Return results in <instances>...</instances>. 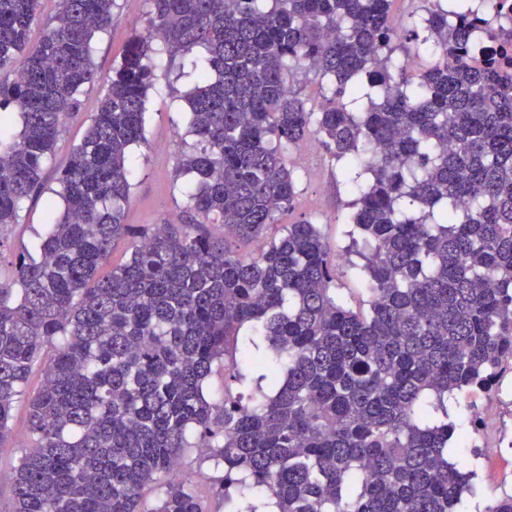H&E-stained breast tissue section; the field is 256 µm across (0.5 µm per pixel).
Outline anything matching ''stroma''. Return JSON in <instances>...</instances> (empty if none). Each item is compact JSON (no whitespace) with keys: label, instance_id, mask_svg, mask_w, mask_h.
<instances>
[{"label":"stroma","instance_id":"stroma-1","mask_svg":"<svg viewBox=\"0 0 512 512\" xmlns=\"http://www.w3.org/2000/svg\"><path fill=\"white\" fill-rule=\"evenodd\" d=\"M152 10L150 0H116L112 10V28L96 38L93 58L98 80L84 88L78 96L80 112L68 121L58 136L51 159L41 174L43 191L25 203L18 223L0 229V271L8 272L15 254L36 251L39 235L46 222L45 200L58 186L61 170L68 164L74 146L80 141L87 116L96 111L112 69L120 62L128 43L145 33ZM423 0H393L390 21L394 32L393 55L403 58L410 48V30L415 20L423 17ZM155 81L148 93L145 114L147 142L129 152L131 197L125 208L126 223H186L187 179H175L174 170L184 150L179 136L188 122L185 96L196 84L195 79L179 76L168 57H152ZM305 157L297 163L298 197L292 210L282 212L278 221L291 224L309 218L319 224L331 249L344 254L350 239L344 219L353 194L341 170L321 144L313 138L300 146ZM12 440L0 451V512H10L11 493L7 477L17 464L23 449L29 446L28 409L17 403L11 421ZM512 432V414L502 413L500 424L487 435H475L471 444L461 448L459 456L465 465H476L473 493L464 495L461 512H485L503 494L512 493V448L496 447L499 434Z\"/></svg>","mask_w":512,"mask_h":512}]
</instances>
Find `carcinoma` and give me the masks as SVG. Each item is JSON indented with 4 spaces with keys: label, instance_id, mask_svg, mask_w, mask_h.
I'll return each mask as SVG.
<instances>
[{
    "label": "carcinoma",
    "instance_id": "carcinoma-1",
    "mask_svg": "<svg viewBox=\"0 0 512 512\" xmlns=\"http://www.w3.org/2000/svg\"><path fill=\"white\" fill-rule=\"evenodd\" d=\"M152 2L46 203L37 254L0 279V451L21 398L36 448L13 469L11 512H142L151 483L154 512H205L204 474L173 476L187 448L224 467V512H258L242 503L255 490L273 512H458L474 473L448 456L466 437L448 395L496 388L512 360V76L463 54L470 0H430L403 59L392 0ZM115 5L58 0L31 45L41 0H0V227L41 189ZM155 42L194 68L196 143L175 169L193 177L191 223L136 229L128 152L147 143ZM299 73L326 82L318 108L292 89ZM310 136L355 194L347 252L363 260L365 311L339 294L319 225L272 234L297 199L287 153ZM232 237L264 245L241 254ZM121 240L128 259L100 274ZM239 354L259 371L247 396Z\"/></svg>",
    "mask_w": 512,
    "mask_h": 512
}]
</instances>
